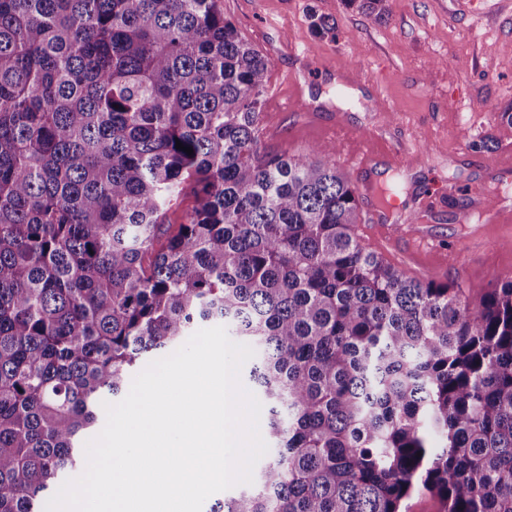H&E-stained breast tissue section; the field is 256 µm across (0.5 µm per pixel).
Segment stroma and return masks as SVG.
<instances>
[{
    "instance_id": "stroma-1",
    "label": "stroma",
    "mask_w": 512,
    "mask_h": 512,
    "mask_svg": "<svg viewBox=\"0 0 512 512\" xmlns=\"http://www.w3.org/2000/svg\"><path fill=\"white\" fill-rule=\"evenodd\" d=\"M225 17L270 61L261 139L293 155L363 147V131L406 149L372 177L404 187L387 226L355 232L387 263L425 281L463 282L472 301L512 277V223L485 201L512 202V171L493 166L512 144V0H388L377 20L344 0H221ZM324 17L331 31L311 25ZM422 216L425 241L388 227Z\"/></svg>"
}]
</instances>
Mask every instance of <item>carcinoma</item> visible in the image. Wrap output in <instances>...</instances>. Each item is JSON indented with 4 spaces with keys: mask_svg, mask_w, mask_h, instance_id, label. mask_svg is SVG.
Instances as JSON below:
<instances>
[{
    "mask_svg": "<svg viewBox=\"0 0 512 512\" xmlns=\"http://www.w3.org/2000/svg\"><path fill=\"white\" fill-rule=\"evenodd\" d=\"M269 65L219 0H0V512L207 322L254 349L269 442L209 512H512V278L474 304L362 243L333 150L261 141ZM196 199L189 186L185 192L169 206L168 211L165 213V224H182L185 220L186 214L195 206Z\"/></svg>",
    "mask_w": 512,
    "mask_h": 512,
    "instance_id": "1",
    "label": "carcinoma"
}]
</instances>
